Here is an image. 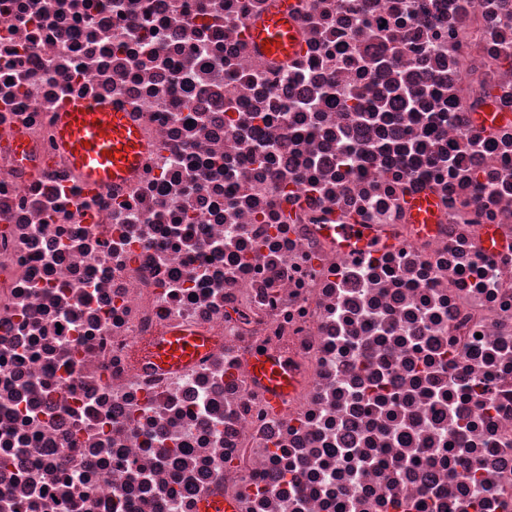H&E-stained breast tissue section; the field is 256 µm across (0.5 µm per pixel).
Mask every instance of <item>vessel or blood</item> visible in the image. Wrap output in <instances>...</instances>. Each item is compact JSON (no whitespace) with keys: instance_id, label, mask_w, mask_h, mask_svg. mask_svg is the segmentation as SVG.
<instances>
[{"instance_id":"1","label":"vessel or blood","mask_w":512,"mask_h":512,"mask_svg":"<svg viewBox=\"0 0 512 512\" xmlns=\"http://www.w3.org/2000/svg\"><path fill=\"white\" fill-rule=\"evenodd\" d=\"M297 9L298 0H275L271 11L251 28L252 46L268 48L273 56L299 54ZM55 143L85 182L95 189L132 182L149 149L147 139L130 120L125 108L109 101L81 97L71 99L58 112ZM406 206L415 223H433L435 203L430 195L412 194ZM327 230L349 245L365 249L376 245L372 235L359 224H331ZM211 345L210 337L187 329H174L148 344L143 354L158 368L179 372L205 356ZM253 367L271 398L279 401L287 396L293 376L286 362L261 355L255 358Z\"/></svg>"}]
</instances>
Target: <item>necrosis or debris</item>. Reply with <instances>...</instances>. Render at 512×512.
Instances as JSON below:
<instances>
[{
  "label": "necrosis or debris",
  "mask_w": 512,
  "mask_h": 512,
  "mask_svg": "<svg viewBox=\"0 0 512 512\" xmlns=\"http://www.w3.org/2000/svg\"><path fill=\"white\" fill-rule=\"evenodd\" d=\"M271 2L0 0V512H512V0H302L283 60ZM75 96L141 127L132 183L54 151ZM171 326L221 343L160 372ZM271 11L261 22L250 29L249 39L254 48L264 56H294L301 52L296 37L297 0H275ZM274 40V43H271ZM269 41V51L263 50ZM407 209L415 223L431 224L435 217V203L427 193H414L407 197ZM326 230L331 235H337L344 244L356 245L364 249L388 247V241H375L372 235L360 224H328ZM258 370V373H255ZM253 375L268 388V394L275 401L282 400L288 395L293 376L285 361L271 359L260 355L252 365Z\"/></svg>",
  "instance_id": "1"
}]
</instances>
